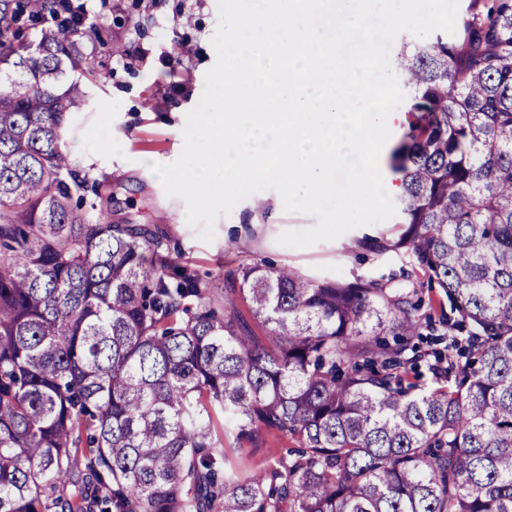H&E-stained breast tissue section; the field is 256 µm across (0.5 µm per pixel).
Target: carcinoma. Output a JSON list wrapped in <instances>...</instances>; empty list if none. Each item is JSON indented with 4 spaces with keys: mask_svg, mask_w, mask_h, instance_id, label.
Listing matches in <instances>:
<instances>
[{
    "mask_svg": "<svg viewBox=\"0 0 512 512\" xmlns=\"http://www.w3.org/2000/svg\"><path fill=\"white\" fill-rule=\"evenodd\" d=\"M38 25L27 39L25 24ZM71 0H0V512H512V0L402 40V250L458 319L427 353L417 289L248 264L233 300L81 208L62 143L86 96ZM438 387L410 374L427 356ZM300 450L241 477L224 434Z\"/></svg>",
    "mask_w": 512,
    "mask_h": 512,
    "instance_id": "cac0c4a2",
    "label": "carcinoma"
}]
</instances>
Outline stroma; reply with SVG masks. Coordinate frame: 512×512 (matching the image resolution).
<instances>
[{
  "label": "stroma",
  "mask_w": 512,
  "mask_h": 512,
  "mask_svg": "<svg viewBox=\"0 0 512 512\" xmlns=\"http://www.w3.org/2000/svg\"><path fill=\"white\" fill-rule=\"evenodd\" d=\"M92 30L84 51L97 73L65 130L73 171L94 188H112L117 219L155 232L174 265L224 284L253 262L289 265L313 279L358 278L404 281L424 273L402 254L375 251L372 241L395 237L396 219L353 229L336 240L308 248L278 244L286 230L316 225V218L285 212L279 194L263 191L239 202L215 224L206 243L188 225L182 200L166 195L144 158L168 164L183 147L186 114L200 99L205 74L215 61L211 38L217 0H76ZM188 78L172 84L171 70ZM117 138L105 149L103 136ZM277 431L251 442L226 438L224 449L241 476L274 465L294 447Z\"/></svg>",
  "instance_id": "stroma-1"
}]
</instances>
